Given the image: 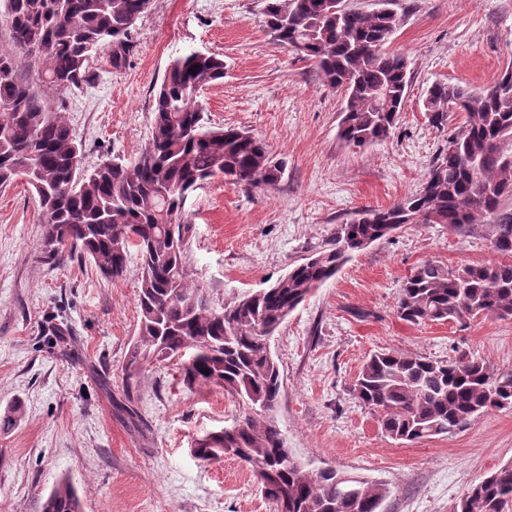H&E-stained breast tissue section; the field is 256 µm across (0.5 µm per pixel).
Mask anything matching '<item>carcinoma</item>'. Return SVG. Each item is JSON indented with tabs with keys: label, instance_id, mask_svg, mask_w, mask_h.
Wrapping results in <instances>:
<instances>
[{
	"label": "carcinoma",
	"instance_id": "cac0c4a2",
	"mask_svg": "<svg viewBox=\"0 0 512 512\" xmlns=\"http://www.w3.org/2000/svg\"><path fill=\"white\" fill-rule=\"evenodd\" d=\"M3 2L13 24L8 46L0 48V185L33 179L46 258L77 252L112 280L124 275L131 257L140 263L139 327L119 402L130 423L137 425L130 402L144 366L174 362L184 388H221L244 408L233 424L195 440L197 459L235 457L278 512H378L385 487L336 469L310 472L286 448L275 417L280 369L266 339L354 253L388 237L391 225L440 224L461 236L479 231L501 256L455 268L434 261L415 266L398 295L400 319L512 317V65L480 91L442 82L430 87L426 109L434 126L448 123L450 106L465 121L416 194L363 210L272 286L216 308L188 281L187 196L215 178L245 188L274 185L285 170L250 132L204 122L197 93L224 78V60L204 53L173 59L138 163L114 160L88 170L53 94L91 88L92 62L104 48L113 68L124 66L150 0ZM389 4L364 13L338 11L336 0H265L263 14L276 39L312 62L325 85L344 91L339 136L353 148L386 140L405 106L409 60L386 48L400 25ZM351 391L381 414L387 436L413 443L451 428L460 432L491 408L511 407L512 373L497 375L466 355L433 360L376 352ZM42 512H81L76 488L57 483ZM453 512H512V464L473 485Z\"/></svg>",
	"mask_w": 512,
	"mask_h": 512
}]
</instances>
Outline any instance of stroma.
Masks as SVG:
<instances>
[{
    "label": "stroma",
    "mask_w": 512,
    "mask_h": 512,
    "mask_svg": "<svg viewBox=\"0 0 512 512\" xmlns=\"http://www.w3.org/2000/svg\"><path fill=\"white\" fill-rule=\"evenodd\" d=\"M263 7V0H151L125 67L112 68L101 51L95 87L66 100L86 168L126 162L150 141L170 61L193 50L223 59V79L197 95L205 119L249 130L285 172L271 187L215 179L189 194L187 271L217 307L275 283L360 211L415 194L464 122L459 112L444 128L429 122L428 88L444 82L479 91L512 64V0H395L401 24L389 47L411 61L406 104L389 139L351 148L337 136L343 93L276 41ZM43 236L33 189L20 178L0 186V414L21 409L15 426L0 430V512H42L63 479L77 489L82 512H277L250 468L192 453L196 437L243 413L222 389L190 392L178 367L149 365L136 401L142 425L129 427L114 401L138 332L139 264L116 280L77 254L49 265ZM495 258L480 234L408 224L308 295L270 340L282 379L276 415L293 456L313 470L384 485L380 512H452L471 484L512 462V407L405 444L388 437L379 414L350 390L381 350L445 360L466 353L512 372V318L411 324L395 312L421 262L457 267Z\"/></svg>",
    "instance_id": "1"
}]
</instances>
